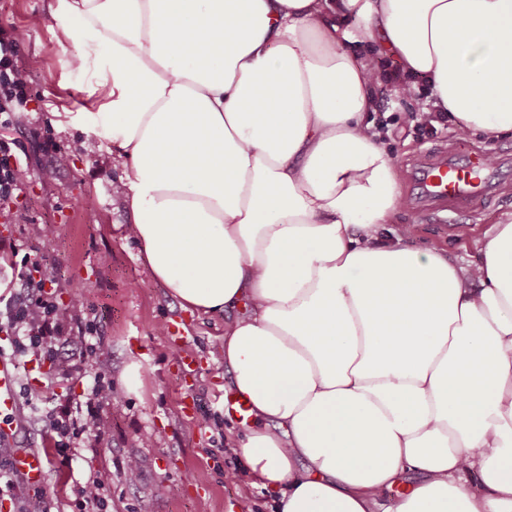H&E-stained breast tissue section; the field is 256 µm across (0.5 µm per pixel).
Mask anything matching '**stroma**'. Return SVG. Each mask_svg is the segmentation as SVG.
Segmentation results:
<instances>
[{"instance_id":"stroma-1","label":"stroma","mask_w":512,"mask_h":512,"mask_svg":"<svg viewBox=\"0 0 512 512\" xmlns=\"http://www.w3.org/2000/svg\"><path fill=\"white\" fill-rule=\"evenodd\" d=\"M49 3L0 0V24L14 28L21 59L36 64L28 110L4 132L21 141L30 157L27 195L15 205L21 219L0 214V237L36 248L46 258L47 277L66 283L59 301L95 320L110 346L105 363L122 398L103 407L111 421L103 440L71 452L68 467L49 466L46 485L58 512H72L77 486L97 472L112 512H270L266 491L252 486L246 463L231 450L252 421L226 412L219 398L227 384L221 362L225 316L182 311L145 267L138 243L126 232L131 215L116 192L121 162L108 140L66 122L67 113L98 111L104 95L91 92L89 74L72 65V48ZM40 135L53 138L57 154L40 151ZM461 143L496 154L499 195L461 224L422 223L411 199L393 222L418 225V245H438L451 257L474 261L484 232L512 214V138L492 144L442 126L430 139L402 129L384 139L402 174L420 154L452 151ZM45 224L53 225L51 236H40ZM47 372L19 363L18 385L39 398L52 389L63 395L91 391V371L53 388ZM131 455L143 467L134 484L125 476Z\"/></svg>"}]
</instances>
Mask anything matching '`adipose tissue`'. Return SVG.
<instances>
[{"label":"adipose tissue","mask_w":512,"mask_h":512,"mask_svg":"<svg viewBox=\"0 0 512 512\" xmlns=\"http://www.w3.org/2000/svg\"><path fill=\"white\" fill-rule=\"evenodd\" d=\"M80 112L121 159L129 230L256 423L274 512H512V220L476 262L391 228L404 194L367 114L378 42L457 128L512 135V0H56ZM406 483L404 495L389 490Z\"/></svg>","instance_id":"ef3b65f1"}]
</instances>
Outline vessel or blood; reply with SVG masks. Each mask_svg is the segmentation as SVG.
I'll list each match as a JSON object with an SVG mask.
<instances>
[{
  "instance_id": "vessel-or-blood-1",
  "label": "vessel or blood",
  "mask_w": 512,
  "mask_h": 512,
  "mask_svg": "<svg viewBox=\"0 0 512 512\" xmlns=\"http://www.w3.org/2000/svg\"><path fill=\"white\" fill-rule=\"evenodd\" d=\"M418 187L421 213L431 224H452L475 214L476 206L492 201L491 169L483 154H474L466 162L446 158L433 150L417 159L411 168ZM18 377L13 358L0 354V434L11 437L9 421L18 410ZM11 462L33 486L42 485L47 474V455L37 449H14Z\"/></svg>"
}]
</instances>
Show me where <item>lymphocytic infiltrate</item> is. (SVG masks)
Instances as JSON below:
<instances>
[{
	"label": "lymphocytic infiltrate",
	"instance_id": "lymphocytic-infiltrate-1",
	"mask_svg": "<svg viewBox=\"0 0 512 512\" xmlns=\"http://www.w3.org/2000/svg\"><path fill=\"white\" fill-rule=\"evenodd\" d=\"M29 63L20 61L18 40L11 29L0 25V128L17 124L28 102ZM28 182V155L17 140L0 138V205L24 197ZM38 258L23 253L13 238H0V333L11 346L14 357L30 358L48 365L53 379H69L83 371L88 357L107 354L109 346L97 336L91 322L75 311L59 307L52 292L46 291L35 275L41 272ZM74 354H66V347ZM115 390L111 373L98 368L88 398L55 395L29 407L42 425V436L66 457L74 448H89L110 429L101 412L102 403L112 401Z\"/></svg>",
	"mask_w": 512,
	"mask_h": 512
}]
</instances>
